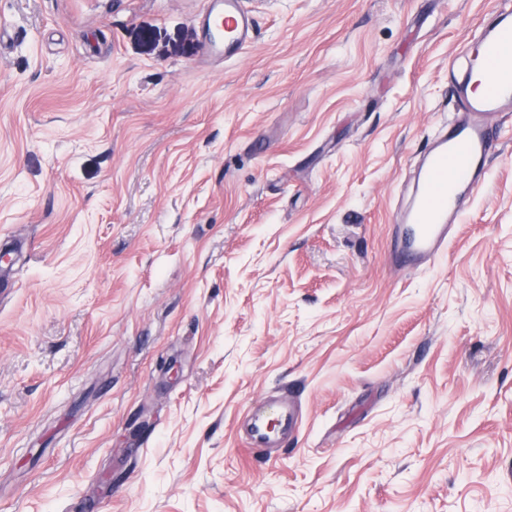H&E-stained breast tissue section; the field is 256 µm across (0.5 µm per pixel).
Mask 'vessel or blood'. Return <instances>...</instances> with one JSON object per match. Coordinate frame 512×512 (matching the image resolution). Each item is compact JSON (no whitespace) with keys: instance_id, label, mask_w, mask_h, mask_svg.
I'll use <instances>...</instances> for the list:
<instances>
[{"instance_id":"1","label":"vessel or blood","mask_w":512,"mask_h":512,"mask_svg":"<svg viewBox=\"0 0 512 512\" xmlns=\"http://www.w3.org/2000/svg\"><path fill=\"white\" fill-rule=\"evenodd\" d=\"M205 19L206 56L231 59L253 41L254 22L243 0H211ZM456 93L461 111L432 140L416 172L415 192L397 214L390 259L401 268L424 267L447 250L451 225L460 221L465 200L486 176L499 138L493 120L512 112V0H504L497 16L473 33ZM273 420L283 426L296 422V411L269 397L254 419L248 448L266 446Z\"/></svg>"}]
</instances>
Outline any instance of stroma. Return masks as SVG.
Returning <instances> with one entry per match:
<instances>
[{"mask_svg": "<svg viewBox=\"0 0 512 512\" xmlns=\"http://www.w3.org/2000/svg\"><path fill=\"white\" fill-rule=\"evenodd\" d=\"M205 2L0 0V512H512V129L388 262L497 0ZM244 0H212L205 15V54L231 59L242 54L254 38V21L243 7ZM262 412L255 415L251 435L246 445L253 452H260L261 448H266L267 441L274 434L269 431L268 423L271 420L278 422V427L286 426L289 423L297 421L295 409L288 402L270 396L262 405Z\"/></svg>", "mask_w": 512, "mask_h": 512, "instance_id": "35a3bbf8", "label": "stroma"}]
</instances>
